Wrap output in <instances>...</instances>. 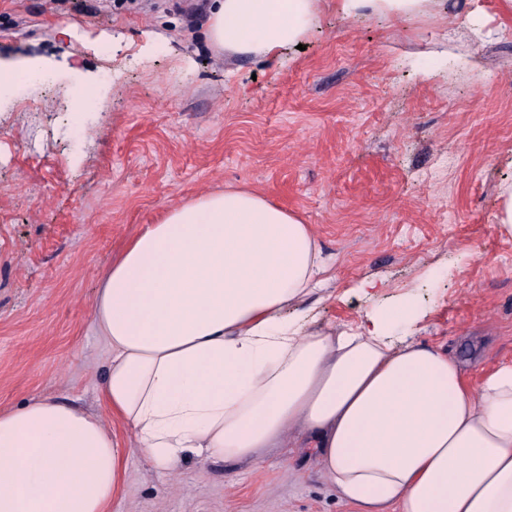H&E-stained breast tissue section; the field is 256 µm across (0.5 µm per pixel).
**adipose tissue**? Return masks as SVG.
I'll return each instance as SVG.
<instances>
[{
	"label": "adipose tissue",
	"instance_id": "1",
	"mask_svg": "<svg viewBox=\"0 0 512 512\" xmlns=\"http://www.w3.org/2000/svg\"><path fill=\"white\" fill-rule=\"evenodd\" d=\"M436 0H339L409 18ZM316 0H213L215 50L266 61ZM310 225L247 190L169 208L104 273L93 326L112 355L100 395L135 448L261 461L294 444L356 512H512V361L471 379L386 317L306 331L287 307L328 275ZM123 455L102 418L33 397L0 410V512H108Z\"/></svg>",
	"mask_w": 512,
	"mask_h": 512
}]
</instances>
